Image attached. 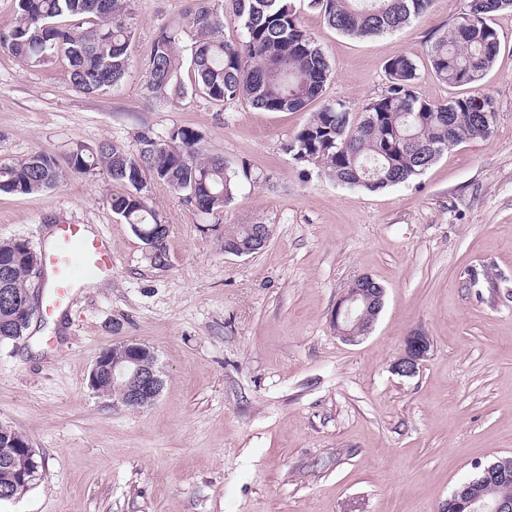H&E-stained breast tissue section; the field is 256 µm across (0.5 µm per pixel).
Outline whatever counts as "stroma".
I'll return each mask as SVG.
<instances>
[{
    "label": "stroma",
    "instance_id": "stroma-1",
    "mask_svg": "<svg viewBox=\"0 0 512 512\" xmlns=\"http://www.w3.org/2000/svg\"><path fill=\"white\" fill-rule=\"evenodd\" d=\"M191 6L130 0L136 66L100 95L71 87L64 58L30 68L0 49V163L104 141L132 152L142 130L186 126L239 180L235 199L209 215L149 183L148 205L169 227L162 267L114 213L124 187L105 172L0 192V240L40 248L55 225L83 224L112 244L108 277L60 315L36 307L23 339L0 343V424L44 462L0 512H440L479 468L512 459V11L490 20L493 67L457 88L435 76L428 50L467 0H434L408 27L371 38L329 28L298 0L331 72L307 109L264 112L192 91L174 102L146 94L139 62L160 28L193 42ZM400 54L415 61L423 99L490 98L491 135L376 191L282 152L321 102L361 112ZM256 221L272 227L266 247L225 253V229ZM365 274L384 304L349 344L331 315ZM414 334L428 336V357L416 375H397ZM126 340L155 350L164 380L138 410L88 385L97 357Z\"/></svg>",
    "mask_w": 512,
    "mask_h": 512
}]
</instances>
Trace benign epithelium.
I'll use <instances>...</instances> for the list:
<instances>
[{"instance_id":"7a95c632","label":"benign epithelium","mask_w":512,"mask_h":512,"mask_svg":"<svg viewBox=\"0 0 512 512\" xmlns=\"http://www.w3.org/2000/svg\"><path fill=\"white\" fill-rule=\"evenodd\" d=\"M252 237L253 240L247 246L235 243L228 246V251L241 256L257 250L271 237V226L264 224L254 227ZM371 304L374 305V309H381L382 297L377 296L369 300L349 294L342 297L333 316V327L339 339L344 342L351 341V332L364 323L365 318H375V315L367 314ZM119 347L126 351L128 364L115 363L110 360L108 353H101L89 375L90 388L101 394L116 383L125 390L122 404L134 407L152 404L159 396L163 385L155 353L149 346L133 340L123 341L119 343ZM430 348V341L425 336L407 337L403 353L392 365V371L401 376L416 375L428 357Z\"/></svg>"}]
</instances>
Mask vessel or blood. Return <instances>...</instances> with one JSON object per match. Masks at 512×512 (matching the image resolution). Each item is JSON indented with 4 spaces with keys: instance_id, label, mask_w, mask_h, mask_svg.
Listing matches in <instances>:
<instances>
[{
    "instance_id": "vessel-or-blood-1",
    "label": "vessel or blood",
    "mask_w": 512,
    "mask_h": 512,
    "mask_svg": "<svg viewBox=\"0 0 512 512\" xmlns=\"http://www.w3.org/2000/svg\"><path fill=\"white\" fill-rule=\"evenodd\" d=\"M111 271L112 247L106 236L88 234L82 224L56 225L43 262L45 286L50 290L47 310L66 308L74 289L84 280Z\"/></svg>"
}]
</instances>
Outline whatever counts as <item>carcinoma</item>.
<instances>
[{"label":"carcinoma","mask_w":512,"mask_h":512,"mask_svg":"<svg viewBox=\"0 0 512 512\" xmlns=\"http://www.w3.org/2000/svg\"><path fill=\"white\" fill-rule=\"evenodd\" d=\"M191 24L196 38L190 46L194 87L223 104L242 98L266 112H299L320 98L331 66L316 38L299 21L294 0H231L233 20L242 30L236 41L224 39L227 17L214 0H195ZM469 22L453 24L428 51L434 74L450 86H464L489 71L499 53L492 14L511 9L512 0H469ZM130 0H16V19L0 48L30 67H42L62 55L68 63L72 88L96 95L119 85L133 60L128 47L134 29ZM433 0H310L327 25L346 35L373 37L399 31L427 12ZM183 56L179 34L161 29L143 65L145 88L157 99H179L187 93L181 77ZM388 85L362 106L353 121L341 103H325L312 113L292 138L284 154L298 164L317 165L336 182L378 190L406 184L421 175L438 156L467 140L486 138L492 119L487 99L455 97L437 103L414 91V60L399 55L384 67ZM201 137L189 127L171 129L164 137L143 130L135 152L103 142L95 148L79 145L61 162L38 153L28 159L0 164V192L30 195L56 186L66 176L106 172L128 190L112 196V209L128 224L151 231L157 215L147 205L149 175L179 193L204 214L231 203L238 179L220 154L201 157ZM26 239L0 241V263L12 264L0 277V294L7 292L33 310L26 286ZM30 318L0 301V342L23 337ZM499 480L492 486L483 473L471 478L472 495L491 503L512 499V460L498 462ZM29 469L20 448L0 445V492L22 490L21 475Z\"/></svg>","instance_id":"carcinoma-1"}]
</instances>
